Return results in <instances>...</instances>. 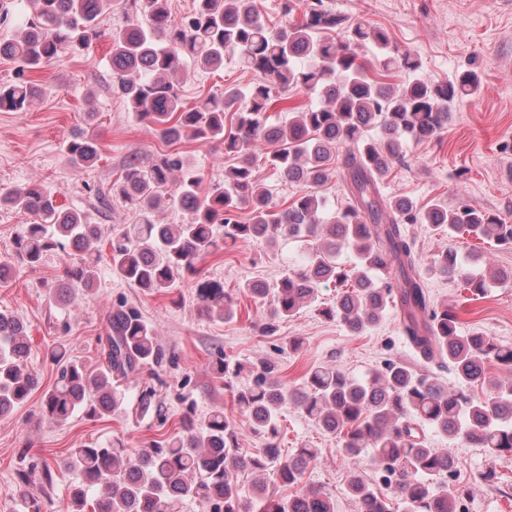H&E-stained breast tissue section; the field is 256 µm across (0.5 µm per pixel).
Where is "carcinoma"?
<instances>
[{"mask_svg": "<svg viewBox=\"0 0 512 512\" xmlns=\"http://www.w3.org/2000/svg\"><path fill=\"white\" fill-rule=\"evenodd\" d=\"M116 6V0H31L16 33L0 41V58L38 70L63 50L85 48L99 39L98 17ZM132 7L139 18L110 36L115 93L166 143L211 140L238 162L225 172L224 181L203 192V174L180 152L130 159L114 191L137 220L107 235L112 273L158 293L194 273L201 259L221 249L222 240L274 244L282 236L298 238L310 247L294 268L271 286H243V293L268 301L265 329L273 330V322L312 305L319 288L331 283L336 297L319 309L323 317L360 336L383 319L390 304L416 355L449 367L460 385L449 387L432 372L420 374L401 361L387 360L366 379L319 365L300 387L289 388L267 363L249 384L233 389L253 433L263 437V447L240 453L234 421L215 409L202 419L185 415L176 435L139 451L120 440L73 448L58 463L77 478L73 512H85L90 494L93 512H179L188 501L203 512H250L239 473L270 470L273 482L291 487L317 456L314 448L281 456L279 416L289 401L338 437L349 458L370 454L384 478L395 481L404 512H460L472 488L454 483L453 459L427 447L426 433L430 429L462 439L492 457L512 453V387L503 388L487 374L491 363L512 367V346L478 332L459 333L455 312L435 303L425 287L422 259L406 225L427 224L435 231L464 232L511 246L512 224L500 214L469 206L450 209L437 202L422 208L407 196L386 195L383 184L404 161L409 145L436 138L448 128L451 106L479 92L477 69L443 83L418 77L419 61L394 45L385 28L338 15L324 0H284L283 12L300 11L302 18L280 27L265 23L256 0H194L180 23L171 19L168 0H132ZM364 48L375 52L384 71L413 78L395 87L374 79L358 61ZM228 55L261 81L212 92L185 109L179 88L189 67L217 71ZM298 89L316 95L317 102L289 109L284 123L272 122L270 109ZM36 96L31 79L1 85L0 111L25 110ZM231 110L235 124L227 128L224 118ZM259 143L271 146L265 163L300 188L281 212L271 211L269 193L253 173ZM66 154L80 171L95 164L99 145L82 132L70 138ZM333 162L349 201L331 213L321 188ZM163 200L186 219L159 223L156 210ZM244 205L250 208L246 223L237 219ZM2 206L36 220L15 239L13 260L0 261L1 283L13 277L15 262L35 267L48 253L70 248L80 253V262L65 268L64 282L49 292V299L67 303L77 292L88 295L96 288L102 225L80 211L60 208L35 181L1 191ZM216 224L224 225L222 240L215 236ZM346 251L354 258L348 270L340 262ZM430 266L476 296L512 279L491 268L474 275L448 249L435 254ZM195 292L204 315L234 317L237 294L224 289V283L200 278ZM106 340L104 362L95 371L72 359L64 343L50 350L58 373L41 400L48 422L65 423L78 411L93 418L111 415L123 402L115 383L165 358L155 330L125 301L111 307ZM29 353L23 321L0 311V418L11 415L39 386ZM475 384L488 388L485 399L469 394L466 386ZM253 489L260 512H335L332 497L320 489L282 498L268 493L263 479ZM348 490L358 512H392L390 502L359 473L350 474Z\"/></svg>", "mask_w": 512, "mask_h": 512, "instance_id": "obj_1", "label": "carcinoma"}]
</instances>
